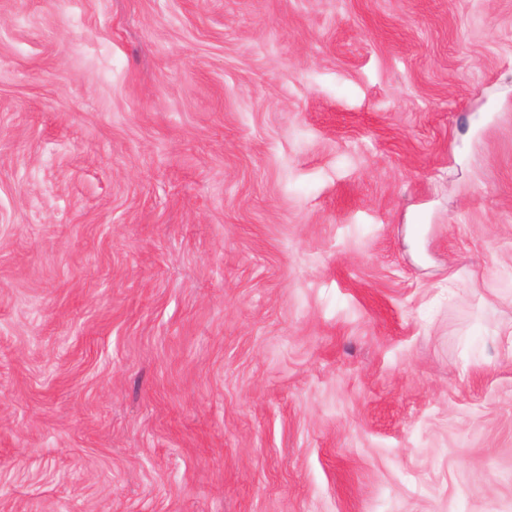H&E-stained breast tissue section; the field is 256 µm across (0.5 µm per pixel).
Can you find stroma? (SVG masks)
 <instances>
[{"label": "stroma", "instance_id": "35a3bbf8", "mask_svg": "<svg viewBox=\"0 0 512 512\" xmlns=\"http://www.w3.org/2000/svg\"><path fill=\"white\" fill-rule=\"evenodd\" d=\"M0 512H512V0H0Z\"/></svg>", "mask_w": 512, "mask_h": 512}]
</instances>
